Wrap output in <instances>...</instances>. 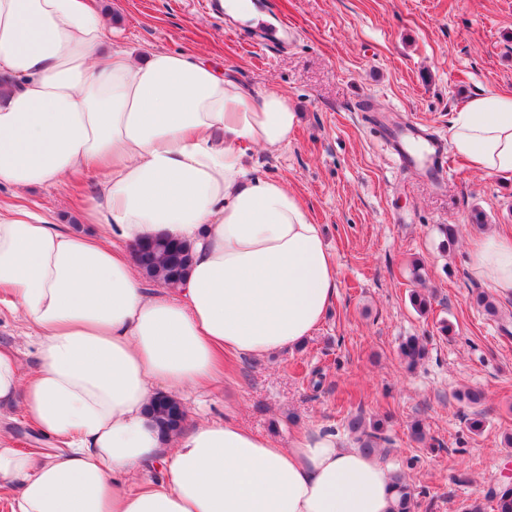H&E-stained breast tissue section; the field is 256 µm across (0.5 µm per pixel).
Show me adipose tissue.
<instances>
[{
	"label": "adipose tissue",
	"instance_id": "adipose-tissue-1",
	"mask_svg": "<svg viewBox=\"0 0 512 512\" xmlns=\"http://www.w3.org/2000/svg\"><path fill=\"white\" fill-rule=\"evenodd\" d=\"M90 0H0V186L16 196L94 178L77 233L0 208V304L38 338L36 365L0 349V407L21 404L63 455L0 434L11 512H394L390 472L336 433L278 447L231 420L161 439L146 409L212 379L221 353L262 357L318 330L336 296L322 225L284 179L254 174L298 124L287 95L254 93L202 55L112 45ZM449 145L512 179V94L454 106ZM190 246L187 276L147 288L126 247ZM473 275L512 297V235L468 242ZM157 483L125 489L129 474Z\"/></svg>",
	"mask_w": 512,
	"mask_h": 512
}]
</instances>
